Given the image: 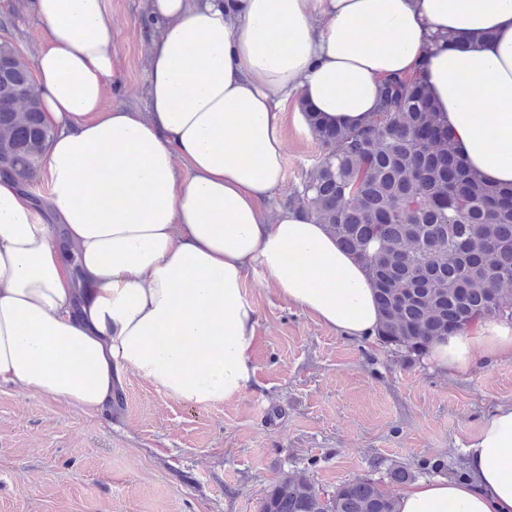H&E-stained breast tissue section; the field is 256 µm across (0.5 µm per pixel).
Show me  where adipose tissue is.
<instances>
[{"instance_id":"1","label":"adipose tissue","mask_w":512,"mask_h":512,"mask_svg":"<svg viewBox=\"0 0 512 512\" xmlns=\"http://www.w3.org/2000/svg\"><path fill=\"white\" fill-rule=\"evenodd\" d=\"M43 119L40 197L0 176V386L94 413L127 373L190 404L253 384L249 276L353 339L380 312L360 260L303 208L270 209L284 179L283 109L373 112L381 80L421 72L463 162L512 183V0H147L146 111L108 103L105 0H28ZM77 251L73 282L62 242ZM512 358V326L434 341L456 375ZM469 477L423 481L396 512H512V404L466 445Z\"/></svg>"}]
</instances>
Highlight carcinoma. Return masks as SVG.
I'll return each mask as SVG.
<instances>
[{
	"label": "carcinoma",
	"instance_id": "obj_1",
	"mask_svg": "<svg viewBox=\"0 0 512 512\" xmlns=\"http://www.w3.org/2000/svg\"><path fill=\"white\" fill-rule=\"evenodd\" d=\"M2 60L0 171L29 181L53 130L7 37H0ZM298 106L324 154L282 207L309 209L361 260L380 308V343L416 362L435 340L512 319V184L489 186L463 163L420 74L384 78L378 107L362 125L332 124ZM382 466L397 485L467 475L438 457ZM259 512L396 510L371 478L344 482L324 500L306 472L294 470L267 491Z\"/></svg>",
	"mask_w": 512,
	"mask_h": 512
}]
</instances>
